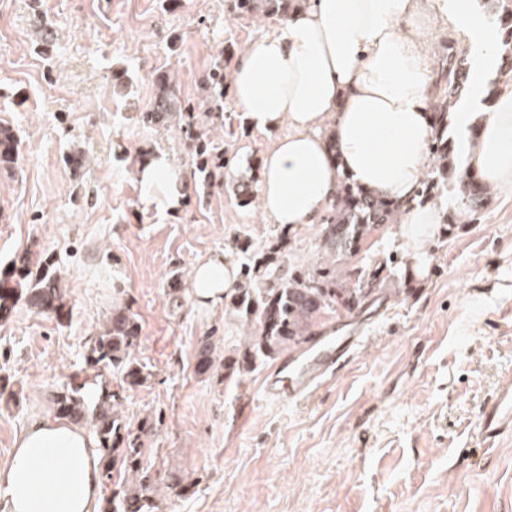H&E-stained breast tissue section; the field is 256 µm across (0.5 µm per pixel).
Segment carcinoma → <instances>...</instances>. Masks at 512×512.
<instances>
[{"label": "carcinoma", "mask_w": 512, "mask_h": 512, "mask_svg": "<svg viewBox=\"0 0 512 512\" xmlns=\"http://www.w3.org/2000/svg\"><path fill=\"white\" fill-rule=\"evenodd\" d=\"M227 11L239 17L261 12L281 19L297 4V0H225ZM494 17L498 22L501 43L512 51V10L502 0H493ZM174 73L164 70L155 77V98L151 109L142 113L147 126L176 125L194 158L198 174L197 186L208 192L224 183L229 159L224 143L210 135V125L220 113L205 112L189 99L179 97L173 85ZM467 79L465 52L448 44V54L438 68L429 112L433 137L429 144L430 169L421 182L416 197L437 204L448 182L456 185L457 209L476 213L487 203L490 189L475 176L460 174L455 160V144L448 136L450 109L465 88ZM227 72L224 53L215 58L205 87L210 101L224 103ZM21 156L20 140L10 126L0 124V169L13 168ZM255 179L241 181L236 190L239 203L249 206L257 200ZM400 205L384 195L366 193L348 178L340 180L336 200L324 217L325 227L319 244V260L304 270L291 272L285 265L288 252V230L284 229L269 246L255 251L243 263L237 288L224 296V306L235 310L246 322L247 345L241 357L216 355V337L208 334L199 341L195 371L200 375L212 372L216 364L226 371L245 372L256 359L274 357L298 348L316 334L321 318L328 311L342 308L352 311L364 302L370 289L385 279L387 263L369 270L363 265L346 263L343 270L326 263V259L352 258L362 243L378 228L399 221ZM51 257L31 261L26 251L11 263L0 267V322H7L17 305L25 303L32 309L48 313L57 320L71 317L72 307L65 301L61 278L52 270ZM141 327L126 307L112 310L109 326L102 333L85 341L84 363L95 376L76 374L63 383L53 396L56 417L90 427L101 459V483H114L113 471L123 468L127 478L116 484L111 496L102 500L101 512H156L154 491L162 486L167 494L183 496L190 486L162 477L141 461L144 438L152 434L163 420V412L155 411L137 425L125 423L118 407L124 400L122 392L98 380L102 371L115 370L124 383L134 386L146 382L135 356Z\"/></svg>", "instance_id": "obj_1"}]
</instances>
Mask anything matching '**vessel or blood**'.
Listing matches in <instances>:
<instances>
[{"label": "vessel or blood", "instance_id": "b4317fda", "mask_svg": "<svg viewBox=\"0 0 512 512\" xmlns=\"http://www.w3.org/2000/svg\"><path fill=\"white\" fill-rule=\"evenodd\" d=\"M363 340V331L358 327L321 329L299 351L282 357L263 373L260 381L263 397L276 402L310 397L349 364Z\"/></svg>", "mask_w": 512, "mask_h": 512}]
</instances>
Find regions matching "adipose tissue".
I'll use <instances>...</instances> for the list:
<instances>
[{"label":"adipose tissue","instance_id":"obj_1","mask_svg":"<svg viewBox=\"0 0 512 512\" xmlns=\"http://www.w3.org/2000/svg\"><path fill=\"white\" fill-rule=\"evenodd\" d=\"M436 20L474 61L450 117L464 170L512 192V91L483 103L497 40L477 0H299L271 35L242 49L232 71L248 125L275 135L257 190L267 222L320 223L346 177L402 204L403 239L424 261L441 221L439 210L415 201L433 136L435 73L424 41ZM139 179L148 203L181 206L184 174L167 154H155ZM237 282L232 259L216 255L193 268L189 296L219 307ZM100 499L94 437L65 420L34 417L0 464V512H99Z\"/></svg>","mask_w":512,"mask_h":512}]
</instances>
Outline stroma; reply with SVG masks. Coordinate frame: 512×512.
<instances>
[{
    "label": "stroma",
    "instance_id": "1",
    "mask_svg": "<svg viewBox=\"0 0 512 512\" xmlns=\"http://www.w3.org/2000/svg\"><path fill=\"white\" fill-rule=\"evenodd\" d=\"M42 24H35V17ZM276 17H232L224 0H0V122L23 154L0 171V267L33 248L55 263L72 307L60 323L18 305L0 323V462L28 421L52 413L57 386L84 366V343L113 307L128 306L149 374L127 388L122 412L165 419L145 441L143 464L190 483L159 498V512H512V421L492 446L479 442L486 410L512 393V193L492 191L475 216L437 225L424 273L399 225L370 236L358 259L397 255L381 293L354 312L365 339L335 380L301 402L260 394L270 359L244 374L195 372L201 336L226 356L246 330L222 307L183 297L166 282L200 260L254 246L279 228L240 206L238 181L260 176L270 134L225 138L232 160L222 189L186 193L178 211L147 203L139 152L194 164L176 128L142 124L154 78L173 68L181 97L207 105L202 78L224 46L272 31ZM55 38L44 43L43 29ZM91 159L76 171L74 148Z\"/></svg>",
    "mask_w": 512,
    "mask_h": 512
}]
</instances>
